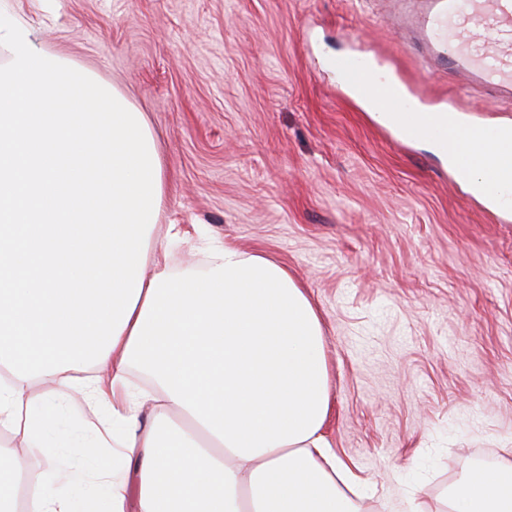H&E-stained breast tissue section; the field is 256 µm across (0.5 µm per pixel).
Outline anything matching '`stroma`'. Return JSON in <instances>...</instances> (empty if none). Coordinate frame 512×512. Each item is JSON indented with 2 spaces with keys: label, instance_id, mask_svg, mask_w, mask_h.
<instances>
[{
  "label": "stroma",
  "instance_id": "stroma-1",
  "mask_svg": "<svg viewBox=\"0 0 512 512\" xmlns=\"http://www.w3.org/2000/svg\"><path fill=\"white\" fill-rule=\"evenodd\" d=\"M420 0H0L36 45L143 112L166 173L164 223L288 267L317 306L325 433L375 490L428 503L512 460V219L448 159L397 144L319 66L381 53L429 104L483 123L512 102L423 58Z\"/></svg>",
  "mask_w": 512,
  "mask_h": 512
}]
</instances>
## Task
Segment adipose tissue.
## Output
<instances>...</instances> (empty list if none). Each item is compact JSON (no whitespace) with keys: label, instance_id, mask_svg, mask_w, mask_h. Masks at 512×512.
<instances>
[{"label":"adipose tissue","instance_id":"1","mask_svg":"<svg viewBox=\"0 0 512 512\" xmlns=\"http://www.w3.org/2000/svg\"><path fill=\"white\" fill-rule=\"evenodd\" d=\"M0 48V512H126L132 495L138 512H361L323 433L328 364L304 288L218 241L205 274L156 264L188 234L160 221L143 113L1 13ZM76 395L110 429L84 465L46 440ZM404 506L512 512V462Z\"/></svg>","mask_w":512,"mask_h":512}]
</instances>
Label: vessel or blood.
Here are the masks:
<instances>
[{
	"label": "vessel or blood",
	"mask_w": 512,
	"mask_h": 512,
	"mask_svg": "<svg viewBox=\"0 0 512 512\" xmlns=\"http://www.w3.org/2000/svg\"><path fill=\"white\" fill-rule=\"evenodd\" d=\"M414 28L425 48L449 69L465 73L467 82L481 85L492 98L512 100V0H425ZM324 64L346 92L373 111L391 114L398 141L442 140L461 183L470 180L474 147L493 144L494 162L476 193L486 204L499 205L503 184H512V125L490 128L477 121L456 122L454 104L443 105V119L434 120L432 105L402 79L381 76L377 61L360 53L332 56Z\"/></svg>",
	"instance_id": "1"
}]
</instances>
